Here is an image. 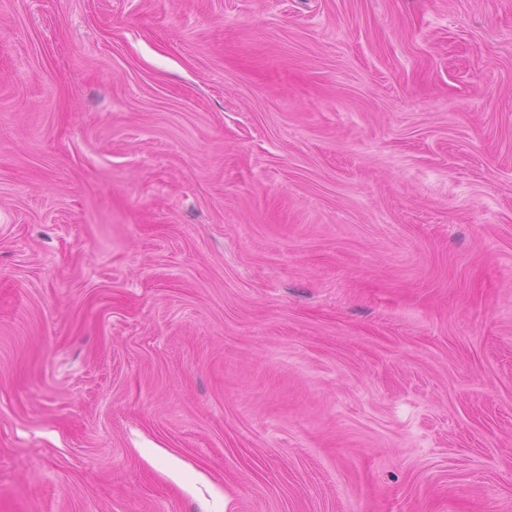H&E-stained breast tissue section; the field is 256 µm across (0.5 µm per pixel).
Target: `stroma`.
I'll return each instance as SVG.
<instances>
[{
    "label": "stroma",
    "mask_w": 512,
    "mask_h": 512,
    "mask_svg": "<svg viewBox=\"0 0 512 512\" xmlns=\"http://www.w3.org/2000/svg\"><path fill=\"white\" fill-rule=\"evenodd\" d=\"M0 512H512V0H0Z\"/></svg>",
    "instance_id": "1"
}]
</instances>
